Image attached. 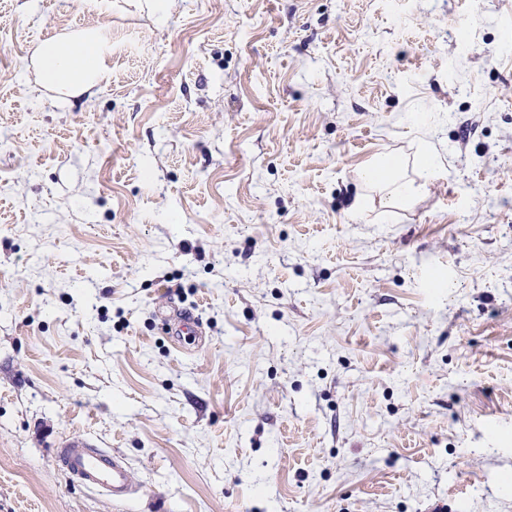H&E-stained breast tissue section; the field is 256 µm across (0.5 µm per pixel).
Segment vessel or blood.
Returning a JSON list of instances; mask_svg holds the SVG:
<instances>
[{
	"label": "vessel or blood",
	"mask_w": 512,
	"mask_h": 512,
	"mask_svg": "<svg viewBox=\"0 0 512 512\" xmlns=\"http://www.w3.org/2000/svg\"><path fill=\"white\" fill-rule=\"evenodd\" d=\"M54 459L85 486L102 489L113 500H122L129 492V468L112 451L90 448L82 442L73 441L56 449Z\"/></svg>",
	"instance_id": "b4317fda"
}]
</instances>
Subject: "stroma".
Segmentation results:
<instances>
[{
    "label": "stroma",
    "instance_id": "stroma-1",
    "mask_svg": "<svg viewBox=\"0 0 512 512\" xmlns=\"http://www.w3.org/2000/svg\"><path fill=\"white\" fill-rule=\"evenodd\" d=\"M461 505L512 512V0H0V512ZM105 45L94 30L50 39L37 49L42 82L68 93L88 92L104 69ZM400 162L396 158L377 154L363 168V181L372 186H383L395 199L406 200L418 194L424 184L416 185L413 181L396 177ZM54 459L89 488L106 491L113 500L126 497L131 486L128 466L112 451L73 441L56 448Z\"/></svg>",
    "mask_w": 512,
    "mask_h": 512
}]
</instances>
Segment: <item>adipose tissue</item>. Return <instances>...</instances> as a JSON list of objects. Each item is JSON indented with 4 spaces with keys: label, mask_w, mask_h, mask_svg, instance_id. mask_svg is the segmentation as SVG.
<instances>
[{
    "label": "adipose tissue",
    "mask_w": 512,
    "mask_h": 512,
    "mask_svg": "<svg viewBox=\"0 0 512 512\" xmlns=\"http://www.w3.org/2000/svg\"><path fill=\"white\" fill-rule=\"evenodd\" d=\"M104 56L105 45L93 30L44 41L37 49L41 80L69 93L89 91L103 73ZM399 168V160L378 154L363 168L361 176L366 184L385 187L392 197L406 200L418 194L420 187L397 178Z\"/></svg>",
    "instance_id": "obj_1"
}]
</instances>
